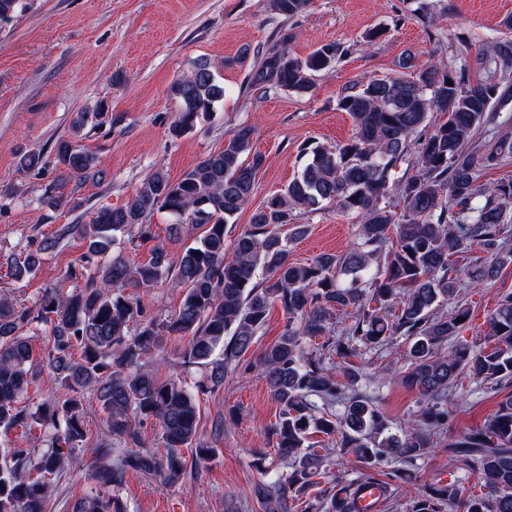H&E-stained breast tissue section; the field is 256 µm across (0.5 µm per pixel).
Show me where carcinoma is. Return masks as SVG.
<instances>
[{
    "label": "carcinoma",
    "mask_w": 512,
    "mask_h": 512,
    "mask_svg": "<svg viewBox=\"0 0 512 512\" xmlns=\"http://www.w3.org/2000/svg\"><path fill=\"white\" fill-rule=\"evenodd\" d=\"M268 2L285 19L307 6V0ZM344 53L341 45L326 43L300 58L273 46L261 52L252 84L307 92ZM477 65L474 78L470 68L440 60L414 77L372 78L346 90L338 106L352 118L353 136L307 153L300 174L252 213L229 261L227 226L251 201L263 163L258 154L250 162L243 158L255 133L246 124L179 178L158 169L125 205L101 208L89 223L72 228L86 257L99 259L92 274L68 270L66 280L81 278L82 286L46 291L36 310L0 295V431L45 443L0 448V512H48L56 480L87 444V407L94 403L122 447L97 443L95 488L72 512H125L119 491L128 471L174 483L188 466L216 456L213 444L224 434V420L216 421L211 437L200 433L191 387L163 378L159 368L166 360L152 359L171 337L184 340L176 351L182 366L206 370L198 390H217L230 370L242 378L255 372L280 406L269 438L289 471L275 472L265 454L253 459L263 475L253 488L263 512H365L358 504L364 484L397 501L417 480L423 491L409 499L408 512H443L450 505L456 512H512V293L488 319L492 349L456 342L471 317L459 300L458 263L471 259L474 247L485 254L467 267L477 284L496 280L512 265V180L484 179L512 158V138L496 131L512 103V35L479 50ZM169 94L179 103L170 129L178 137L224 100V84L201 61L172 82ZM432 112L448 117L430 127ZM105 116L99 106L75 113L73 137L55 146L59 174L44 194L47 207L80 206L66 186L100 170L78 134ZM401 166V178H392ZM326 203L360 216L357 241L340 254L293 261L290 243L308 232L297 220ZM160 210L178 218L191 245L175 258L157 245L144 262L113 252L115 233L128 226L150 238V220ZM57 244L47 238L14 259L10 275L31 277ZM167 279L182 289L178 311L146 316L135 290ZM275 303L287 315L285 328L252 362L246 356ZM32 325L45 327L47 347L39 360L22 333ZM312 338L322 342L310 351L305 340ZM400 339L406 345L400 380L418 391L421 406L391 419L358 388L356 359L379 355ZM45 370L62 393L31 406L30 388ZM466 376L503 397L482 426L450 436L452 388ZM148 421L159 427L163 447L147 446L140 428ZM313 434L333 438L336 448H313ZM184 448L194 449L195 459L187 460ZM433 448L472 463L485 492L465 497L455 481L426 478L420 461ZM333 452L339 459L354 456L364 474L309 496L330 474ZM381 471L384 481L372 476Z\"/></svg>",
    "instance_id": "carcinoma-1"
}]
</instances>
